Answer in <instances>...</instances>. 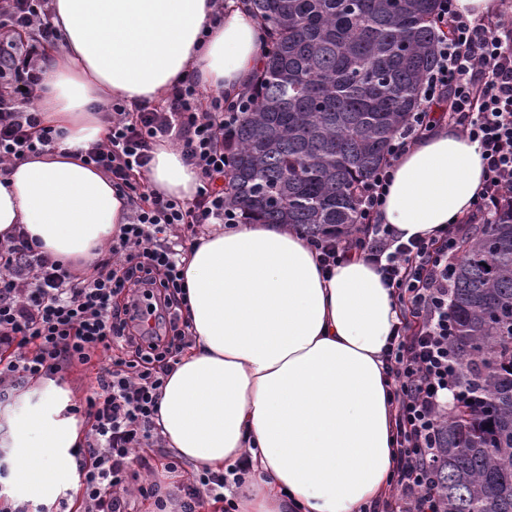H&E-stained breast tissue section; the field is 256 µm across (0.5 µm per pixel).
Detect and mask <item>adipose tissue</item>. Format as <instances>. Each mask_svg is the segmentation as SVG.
Returning <instances> with one entry per match:
<instances>
[{
    "label": "adipose tissue",
    "mask_w": 512,
    "mask_h": 512,
    "mask_svg": "<svg viewBox=\"0 0 512 512\" xmlns=\"http://www.w3.org/2000/svg\"><path fill=\"white\" fill-rule=\"evenodd\" d=\"M60 40L38 105L63 131L52 151L10 164L0 180V240L24 226L43 251L90 262L128 213L110 179L86 166L99 107L156 100L188 69L234 96L260 65V24L239 0L213 23L212 0H53ZM155 191L190 199L198 175L170 141L147 172ZM484 169L477 143L438 126L396 162L382 215L401 240L468 210ZM191 336L159 400L167 448L223 471L251 452L240 512H364L388 486L394 413L382 358L399 312L375 266L323 269L285 224L211 231L183 259ZM10 417L14 476L25 500L53 502L72 482L85 430L67 391L41 380Z\"/></svg>",
    "instance_id": "obj_1"
}]
</instances>
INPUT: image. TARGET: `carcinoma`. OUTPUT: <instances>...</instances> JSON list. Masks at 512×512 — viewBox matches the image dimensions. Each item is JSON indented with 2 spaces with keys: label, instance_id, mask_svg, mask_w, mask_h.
Returning <instances> with one entry per match:
<instances>
[{
  "label": "carcinoma",
  "instance_id": "1",
  "mask_svg": "<svg viewBox=\"0 0 512 512\" xmlns=\"http://www.w3.org/2000/svg\"><path fill=\"white\" fill-rule=\"evenodd\" d=\"M267 48L257 108L224 138L226 203L248 224L357 232L363 182L387 160L436 60L437 0H245ZM448 348L459 398L439 421L442 512H512V204L459 245Z\"/></svg>",
  "mask_w": 512,
  "mask_h": 512
}]
</instances>
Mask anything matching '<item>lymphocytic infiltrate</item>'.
I'll list each match as a JSON object with an SVG mask.
<instances>
[{"mask_svg": "<svg viewBox=\"0 0 512 512\" xmlns=\"http://www.w3.org/2000/svg\"><path fill=\"white\" fill-rule=\"evenodd\" d=\"M51 2L0 0V159L22 160L63 138L36 106L48 75L45 49L59 38ZM456 2L439 0L438 57L422 79L419 109L362 185L359 221L369 234L310 241L326 267L363 255L404 307L385 359L395 411L392 489L374 512L437 508L438 424L459 372L448 351L452 267L471 218L491 220L512 192V0L479 16ZM255 102L250 90L231 101L205 93L190 73L159 102L111 103L105 136L84 161L134 204L118 237L82 271L40 252L25 231L0 240V349L10 351L0 358V399L29 379L57 380L78 365L96 370L81 410L90 433L74 455L82 512H129L135 493L153 499L156 512H208L251 472L246 455L228 472L198 471L180 496L165 495L149 481L152 465L141 450L158 432V400L189 341L182 258L205 226L240 219L224 202V136ZM440 122L478 142L485 180L471 212L404 242L381 221L386 190L399 157ZM171 136L198 172L188 202L144 181L155 146ZM115 347L127 349V358L104 364Z\"/></svg>", "mask_w": 512, "mask_h": 512, "instance_id": "lymphocytic-infiltrate-1", "label": "lymphocytic infiltrate"}]
</instances>
